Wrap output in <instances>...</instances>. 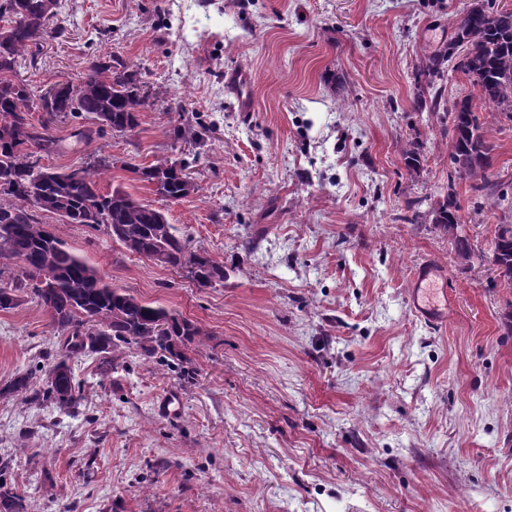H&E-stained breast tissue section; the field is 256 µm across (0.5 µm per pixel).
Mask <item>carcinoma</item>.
I'll use <instances>...</instances> for the list:
<instances>
[{
	"label": "carcinoma",
	"instance_id": "1",
	"mask_svg": "<svg viewBox=\"0 0 512 512\" xmlns=\"http://www.w3.org/2000/svg\"><path fill=\"white\" fill-rule=\"evenodd\" d=\"M44 4L45 0H0V24L7 33L6 41L0 42V261L14 260L22 267L21 276L0 282V311L33 296L65 340L49 355L40 379L31 372L18 373L0 388V397L49 401L69 413L81 397L69 360L95 353L115 369L125 350L135 347L159 365L178 370L188 382L194 379V370L188 367L186 350L200 342L202 331L166 308L110 285L97 268L70 250L58 232L40 228L39 215H55L63 224L103 226L128 253L184 268L199 288L224 281V263L205 251L189 250L163 210L135 199L120 186L102 191L98 171L110 167L108 158H99L94 167L62 172L40 164L38 154L53 152L57 143L46 125L32 122L31 113L68 112L96 122L101 130L129 133L139 126V112L146 104L140 94L139 66L110 55L97 57L82 79L67 83L51 100L10 78L18 59L36 44L35 29L46 30L50 17ZM451 24L453 38L442 50L420 58L417 80L431 84L452 61L453 70L467 76L470 93L450 102L436 88L418 95L416 105L448 118V191L429 210L431 223L454 239L459 256L468 261L471 249L460 235L456 181L468 180L470 190L492 209L506 200L490 173L494 146L478 106H492L512 122V11L494 10L490 0H471ZM125 168L167 202L195 190L179 159L128 163ZM491 262L500 282L512 289V224L497 225ZM12 473V460L1 458L0 512H30V503L13 485Z\"/></svg>",
	"mask_w": 512,
	"mask_h": 512
}]
</instances>
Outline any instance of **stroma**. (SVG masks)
<instances>
[{"mask_svg": "<svg viewBox=\"0 0 512 512\" xmlns=\"http://www.w3.org/2000/svg\"><path fill=\"white\" fill-rule=\"evenodd\" d=\"M469 3L59 0L17 77L42 94L109 54L140 65L149 104L134 132L82 141L80 120L35 113L58 142L42 165L109 157L102 190L163 209L224 280L196 287L104 228L42 215L113 286L206 336L190 383L131 348L106 374L97 355L72 360L73 414L0 397V456L31 512H512V290L488 257L502 213L459 182L466 265L430 222L405 220L409 199L448 186L444 116L413 106L419 58ZM482 113L512 197V124ZM180 124L198 140L171 137ZM167 156L196 187L175 203L126 169ZM425 262L453 298L438 327L410 309ZM60 342L36 300L0 312V386ZM167 394L176 415L157 410Z\"/></svg>", "mask_w": 512, "mask_h": 512, "instance_id": "obj_1", "label": "stroma"}]
</instances>
